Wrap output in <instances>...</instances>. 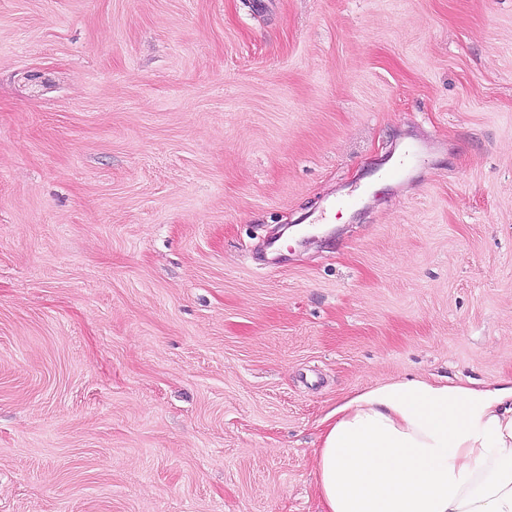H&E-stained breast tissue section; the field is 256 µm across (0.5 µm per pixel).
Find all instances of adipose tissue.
I'll return each instance as SVG.
<instances>
[{
  "instance_id": "obj_1",
  "label": "adipose tissue",
  "mask_w": 512,
  "mask_h": 512,
  "mask_svg": "<svg viewBox=\"0 0 512 512\" xmlns=\"http://www.w3.org/2000/svg\"><path fill=\"white\" fill-rule=\"evenodd\" d=\"M325 422L322 512H512V378L492 389L391 381Z\"/></svg>"
}]
</instances>
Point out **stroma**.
Listing matches in <instances>:
<instances>
[{"instance_id": "stroma-1", "label": "stroma", "mask_w": 512, "mask_h": 512, "mask_svg": "<svg viewBox=\"0 0 512 512\" xmlns=\"http://www.w3.org/2000/svg\"><path fill=\"white\" fill-rule=\"evenodd\" d=\"M408 376L512 377V0H0V512H319ZM423 160L421 148L413 143L407 144L393 162L382 172V179L397 181L404 177L409 169Z\"/></svg>"}]
</instances>
